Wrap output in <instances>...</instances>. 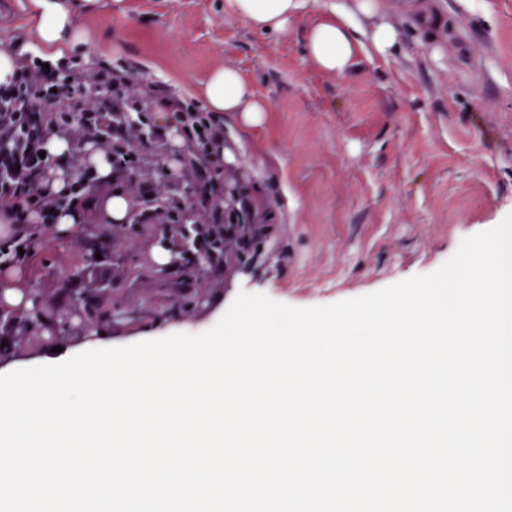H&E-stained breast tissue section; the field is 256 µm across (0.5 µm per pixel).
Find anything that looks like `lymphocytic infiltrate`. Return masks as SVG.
Returning a JSON list of instances; mask_svg holds the SVG:
<instances>
[{"label":"lymphocytic infiltrate","instance_id":"lymphocytic-infiltrate-1","mask_svg":"<svg viewBox=\"0 0 512 512\" xmlns=\"http://www.w3.org/2000/svg\"><path fill=\"white\" fill-rule=\"evenodd\" d=\"M155 86L141 85L118 67L86 70L78 58H60L51 70L37 59L17 60L6 82L0 83V221L10 224L0 237V270L27 268L47 230L60 213L85 208L98 179L85 157L70 163L76 175L63 192L51 183L57 158L47 143L58 137L93 145L112 163L113 172L144 164L136 146L144 126L152 124ZM183 140V166L202 188L213 184L220 162L213 147L222 131L209 112L195 101L168 99ZM142 220L163 222L172 240L182 236L180 225L166 223L173 199L165 187L143 181L133 192ZM195 238L208 255L211 268L224 267V227L213 223L200 207L193 226Z\"/></svg>","mask_w":512,"mask_h":512}]
</instances>
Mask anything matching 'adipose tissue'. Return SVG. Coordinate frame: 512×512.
Masks as SVG:
<instances>
[{"instance_id": "1", "label": "adipose tissue", "mask_w": 512, "mask_h": 512, "mask_svg": "<svg viewBox=\"0 0 512 512\" xmlns=\"http://www.w3.org/2000/svg\"><path fill=\"white\" fill-rule=\"evenodd\" d=\"M302 6L303 0H224L225 13L264 32L287 28ZM31 19L33 32L49 55L77 47L86 39L85 32L74 23L70 0H32ZM359 33V27L350 21L328 16L309 30L308 54L321 69L344 71L360 45ZM201 90L210 111L242 113L249 125L259 124L268 110L239 72L231 68L210 72Z\"/></svg>"}]
</instances>
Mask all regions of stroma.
<instances>
[{"label": "stroma", "instance_id": "obj_1", "mask_svg": "<svg viewBox=\"0 0 512 512\" xmlns=\"http://www.w3.org/2000/svg\"><path fill=\"white\" fill-rule=\"evenodd\" d=\"M72 0L90 38L73 54L84 67H123L165 96L196 99L214 68L237 70L269 110L261 124L214 116L224 129L217 183L241 189L266 232L256 252L229 257L222 276L157 266L159 225L132 232L85 222L55 225L31 265L0 271L44 314L68 309L64 283L96 287L107 312L100 330L113 346L171 329H211L239 291L297 307L332 304L438 269L467 236L512 213V0H371L363 19L399 32L387 54L360 50L328 72L305 52L306 31L324 0H306L280 32L253 30L226 15L224 0ZM171 188L184 194L182 149L172 113L154 107ZM122 256L90 279V243ZM87 328L71 317L59 337L0 357V368L76 351Z\"/></svg>", "mask_w": 512, "mask_h": 512}]
</instances>
